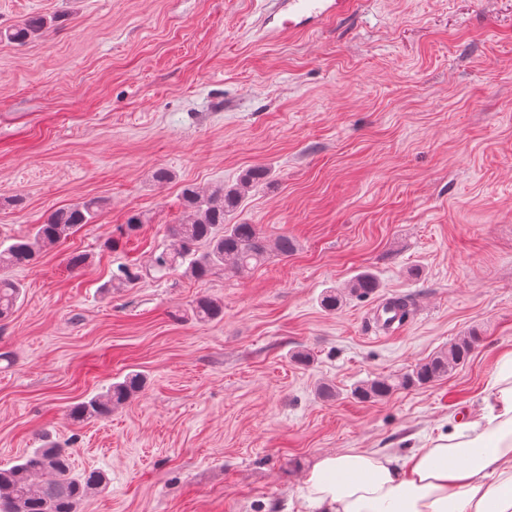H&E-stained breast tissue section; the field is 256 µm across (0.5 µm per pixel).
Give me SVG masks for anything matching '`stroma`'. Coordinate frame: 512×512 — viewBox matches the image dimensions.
<instances>
[{
    "instance_id": "obj_1",
    "label": "stroma",
    "mask_w": 512,
    "mask_h": 512,
    "mask_svg": "<svg viewBox=\"0 0 512 512\" xmlns=\"http://www.w3.org/2000/svg\"><path fill=\"white\" fill-rule=\"evenodd\" d=\"M265 7L0 0V28L51 22L0 41V239L103 202L8 273L25 295L0 321V469L49 433L75 474L107 478L81 512H307L321 457L402 455L481 413L512 352V0H360L276 41L256 29ZM257 166L269 176L232 221L292 237L291 255L204 281L149 270L185 186ZM133 213L141 228L106 248ZM122 263L147 273L113 287ZM364 271L378 288L349 291ZM203 295L223 318L194 319ZM398 297L389 332L376 312ZM473 333L447 377L356 394ZM130 372L146 385L125 406L70 419ZM46 28V18L42 16H31L21 26L4 30L0 29V39L4 38L11 43L24 44L42 34Z\"/></svg>"
}]
</instances>
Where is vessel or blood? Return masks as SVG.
Returning a JSON list of instances; mask_svg holds the SVG:
<instances>
[{
	"instance_id": "1",
	"label": "vessel or blood",
	"mask_w": 512,
	"mask_h": 512,
	"mask_svg": "<svg viewBox=\"0 0 512 512\" xmlns=\"http://www.w3.org/2000/svg\"><path fill=\"white\" fill-rule=\"evenodd\" d=\"M354 0H278L263 19L268 37L282 38L331 18L348 15Z\"/></svg>"
}]
</instances>
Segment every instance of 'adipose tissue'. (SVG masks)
<instances>
[{
    "instance_id": "1",
    "label": "adipose tissue",
    "mask_w": 512,
    "mask_h": 512,
    "mask_svg": "<svg viewBox=\"0 0 512 512\" xmlns=\"http://www.w3.org/2000/svg\"><path fill=\"white\" fill-rule=\"evenodd\" d=\"M409 455L347 449L319 459L302 497L312 512H512V354L484 398Z\"/></svg>"
}]
</instances>
